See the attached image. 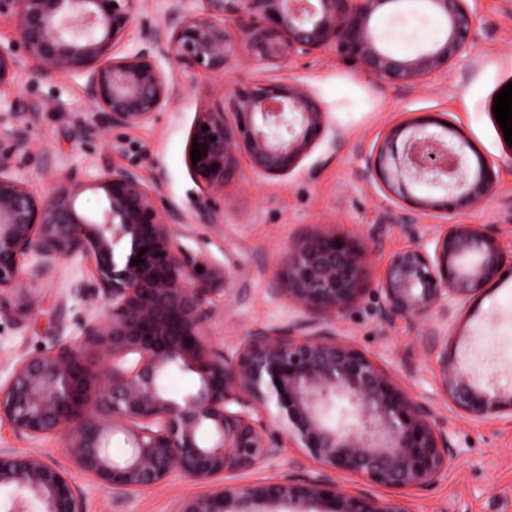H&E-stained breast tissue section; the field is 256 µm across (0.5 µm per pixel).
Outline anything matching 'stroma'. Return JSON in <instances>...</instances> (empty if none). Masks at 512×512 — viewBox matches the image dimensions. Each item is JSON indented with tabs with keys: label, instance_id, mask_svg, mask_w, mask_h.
Masks as SVG:
<instances>
[{
	"label": "stroma",
	"instance_id": "obj_1",
	"mask_svg": "<svg viewBox=\"0 0 512 512\" xmlns=\"http://www.w3.org/2000/svg\"><path fill=\"white\" fill-rule=\"evenodd\" d=\"M470 5L477 38L467 63L417 86L382 82L333 48L284 64L258 61L245 50L227 77L195 80L170 69L180 97L145 124L109 130L101 128L85 96L84 78L36 81L31 62L23 58L12 83L0 86V139L17 129L24 133L27 144L14 153L11 171L38 197H47L58 176L70 171L94 179L108 170L134 169L180 215L177 245L196 260L225 268L231 277L226 294L213 297L207 322L226 351L249 334L293 324L306 335L329 331L344 336L430 409L435 426L447 432L456 450L437 481L418 489L386 488L336 472L288 442L277 457L229 476V483L260 485L323 475L349 493L369 494L405 512H512V417H466L443 393L436 360L427 351L429 337H447L458 363L480 366L500 388H512V276L488 285L448 317L425 321L382 320L375 295L396 252L455 224H472L495 236L512 258V144L505 141L492 110L497 93L512 83V0H470ZM374 25L386 48L402 55L428 48L447 27L422 0H399ZM289 77L327 112L335 141L315 144L282 176L263 174L241 158L223 206L201 218L210 189L191 172L187 150L202 112L223 101L228 81ZM424 114L448 118L495 162L497 183L481 205L434 217L384 193L370 178L366 160L372 148L393 127ZM315 232L352 238L371 251L364 293L331 321L291 303L279 276L281 251ZM96 277L94 263L76 255L31 281L34 312L0 319L1 381L22 356L60 340H80L84 326L102 314L103 301L74 294L72 288ZM0 448L37 452L68 471L83 493L84 512H181L187 497L203 491L177 472L157 487L125 493L101 488L75 466L61 437L32 440L5 423L0 424Z\"/></svg>",
	"mask_w": 512,
	"mask_h": 512
}]
</instances>
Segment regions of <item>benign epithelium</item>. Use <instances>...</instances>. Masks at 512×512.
<instances>
[{
  "label": "benign epithelium",
  "mask_w": 512,
  "mask_h": 512,
  "mask_svg": "<svg viewBox=\"0 0 512 512\" xmlns=\"http://www.w3.org/2000/svg\"><path fill=\"white\" fill-rule=\"evenodd\" d=\"M137 2L0 0V16L16 22V43L0 45V86L12 81L21 51L36 78H86V98L105 127H132L181 92L163 60L198 79L228 74L240 47L283 62L334 47L379 80L414 86L448 72L475 41L469 0H424L446 19L447 31L414 55L384 49L374 27L375 16L401 0H202L200 13L190 0H169L164 24L143 26L142 46L117 57L115 46L137 21ZM225 100L203 113L191 134L206 146L192 170L221 199L239 157L264 174L284 175L330 132L325 112L292 79L231 81ZM24 144L19 132L10 145L0 141V315L32 313L27 282L83 254L95 262L97 284L81 282L74 291L91 287L103 295V314L84 333L100 364L67 342L22 357L0 385L1 423L31 439L63 437L82 471L121 492L158 486L174 472L210 483L278 456L284 438L327 468L386 487H426L448 468L454 450L430 410L343 337L301 335L288 326L245 337L233 354L217 347L206 332L207 304L230 286V276L175 245L176 215L139 173L101 175L95 188L104 192L105 206L85 215L76 207L85 180L67 173L38 198L9 173L14 150ZM368 173L381 190L425 212L479 204L496 184L495 163L433 114L393 128L372 149ZM422 183L442 185L448 194L418 197L412 187ZM125 241L129 253L118 270L115 248ZM139 256L144 262L131 265ZM368 258L369 250L348 238L310 234L281 252L285 292L296 305L334 318L364 291ZM506 273L512 264L493 236L454 224L392 256L376 289L379 312L386 320L446 316ZM5 292L20 303L11 305ZM429 352L441 388L466 416H512V390L491 377L482 384L457 364L448 356V337L432 341ZM173 370L196 375L198 386L171 397L165 379ZM118 433L131 444L119 460L109 451ZM2 487L14 493L11 512L35 505L39 512H83L68 472L34 453L0 448ZM329 497L331 512H403L320 477L222 485L190 497L182 512H238L258 500L309 505Z\"/></svg>",
  "instance_id": "1"
}]
</instances>
